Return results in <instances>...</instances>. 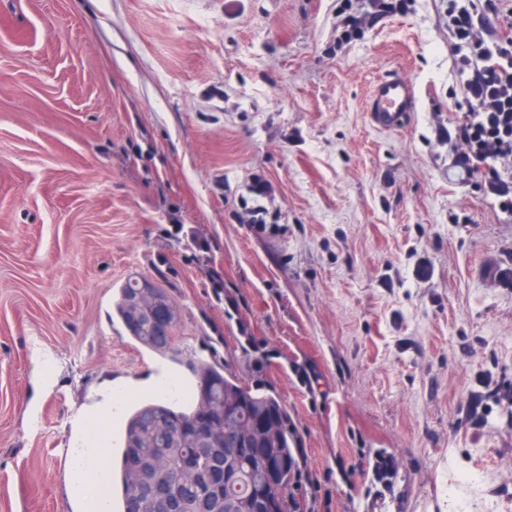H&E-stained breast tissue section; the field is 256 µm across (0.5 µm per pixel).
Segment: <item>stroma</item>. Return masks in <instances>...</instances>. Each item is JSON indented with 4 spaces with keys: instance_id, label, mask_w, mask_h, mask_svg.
Listing matches in <instances>:
<instances>
[{
    "instance_id": "1",
    "label": "stroma",
    "mask_w": 512,
    "mask_h": 512,
    "mask_svg": "<svg viewBox=\"0 0 512 512\" xmlns=\"http://www.w3.org/2000/svg\"><path fill=\"white\" fill-rule=\"evenodd\" d=\"M447 9L341 47L336 0H0V512H75L60 449L188 360L275 389L315 512H512V215L451 166ZM390 75L419 105L379 131ZM133 276L181 363L116 315ZM415 85L401 77L387 76L376 81L366 107L370 125L381 131L400 129L416 108Z\"/></svg>"
}]
</instances>
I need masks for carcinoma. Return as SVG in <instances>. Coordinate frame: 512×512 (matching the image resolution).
Masks as SVG:
<instances>
[{
    "label": "carcinoma",
    "mask_w": 512,
    "mask_h": 512,
    "mask_svg": "<svg viewBox=\"0 0 512 512\" xmlns=\"http://www.w3.org/2000/svg\"><path fill=\"white\" fill-rule=\"evenodd\" d=\"M131 283L121 288L115 303L118 316L130 336L161 355L174 352L171 339L158 336L150 320L131 312ZM150 293L174 323L176 310L169 295L154 287ZM195 384L190 403L176 405L163 397L131 405L125 414L120 448L112 453L110 492L116 512H154L153 489L143 486L136 461L150 457L161 484L175 488L188 501L214 495L212 478L224 473L232 461L238 479L224 488L227 501L266 502L263 512H289L299 460L294 434L288 429V414L272 390L252 389L224 366L201 365L193 369ZM214 407L213 438L225 449L209 459L200 458L199 472L180 467L181 452L193 450L194 426L201 410Z\"/></svg>",
    "instance_id": "obj_1"
}]
</instances>
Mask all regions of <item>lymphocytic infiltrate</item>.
Masks as SVG:
<instances>
[{
	"label": "lymphocytic infiltrate",
	"instance_id": "1",
	"mask_svg": "<svg viewBox=\"0 0 512 512\" xmlns=\"http://www.w3.org/2000/svg\"><path fill=\"white\" fill-rule=\"evenodd\" d=\"M407 0H364L353 9L342 0L337 15L340 42L357 40L365 28L406 13ZM497 0L482 5L450 4L448 26L455 38L452 67L462 75L463 111L454 122L458 150L453 167L492 195L499 209L512 214V35L496 34L491 18Z\"/></svg>",
	"mask_w": 512,
	"mask_h": 512
}]
</instances>
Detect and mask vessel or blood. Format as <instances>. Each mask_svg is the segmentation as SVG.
<instances>
[{
	"label": "vessel or blood",
	"mask_w": 512,
	"mask_h": 512,
	"mask_svg": "<svg viewBox=\"0 0 512 512\" xmlns=\"http://www.w3.org/2000/svg\"><path fill=\"white\" fill-rule=\"evenodd\" d=\"M414 84L404 78L388 76L376 81L366 107L370 125L381 131L400 129L416 108Z\"/></svg>",
	"instance_id": "b4317fda"
}]
</instances>
